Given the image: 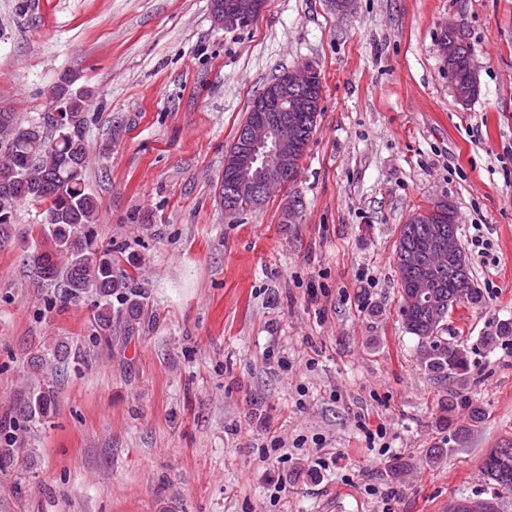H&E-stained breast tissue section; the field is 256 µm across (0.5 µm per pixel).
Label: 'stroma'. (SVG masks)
<instances>
[{
    "instance_id": "35a3bbf8",
    "label": "stroma",
    "mask_w": 512,
    "mask_h": 512,
    "mask_svg": "<svg viewBox=\"0 0 512 512\" xmlns=\"http://www.w3.org/2000/svg\"><path fill=\"white\" fill-rule=\"evenodd\" d=\"M29 3L0 0V107L40 121L65 70L91 90L86 138L110 147L86 172L98 239L136 264L144 316L93 343L90 300L25 261L43 214L18 206L0 245V432L22 443L0 512H448L488 496L482 460L512 443V342L480 343L512 319V0H355L344 15L266 0L235 31L211 0ZM452 24L478 66L466 106L441 57ZM306 62L321 117L296 184L225 212L252 99ZM440 201L485 298L447 319L472 353L443 382L400 317L395 259L402 225ZM60 341L83 363L62 367L49 419L14 425L30 355ZM475 403L485 419L455 444ZM271 433L288 462L263 457Z\"/></svg>"
}]
</instances>
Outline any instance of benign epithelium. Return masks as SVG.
I'll list each match as a JSON object with an SVG mask.
<instances>
[{
	"label": "benign epithelium",
	"instance_id": "benign-epithelium-1",
	"mask_svg": "<svg viewBox=\"0 0 512 512\" xmlns=\"http://www.w3.org/2000/svg\"><path fill=\"white\" fill-rule=\"evenodd\" d=\"M265 0H224V15L219 24L236 30L257 20ZM317 69L309 64L293 67L266 85L258 96V107L252 122L245 129L244 142L229 154L224 170L234 179V188L254 196L253 206L260 207L266 197L288 185V169L301 151L296 130L303 113L309 111L308 101L300 96L313 82ZM429 249L423 263L410 256L406 264L419 265L421 272L416 287H432L429 274L443 267L466 271L465 253L457 235L440 229L432 230ZM497 512L487 499L470 500L461 506L453 504L448 512Z\"/></svg>",
	"mask_w": 512,
	"mask_h": 512
}]
</instances>
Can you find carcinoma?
I'll use <instances>...</instances> for the list:
<instances>
[{
  "label": "carcinoma",
  "instance_id": "1",
  "mask_svg": "<svg viewBox=\"0 0 512 512\" xmlns=\"http://www.w3.org/2000/svg\"><path fill=\"white\" fill-rule=\"evenodd\" d=\"M442 41L456 45V64L451 78L469 81L468 59L472 54L465 31L459 27L443 32ZM79 77L71 70L57 81L67 87L63 107L67 126L50 128L40 121L23 125L16 114L0 109V239L11 238L18 204L46 205V217L39 243L28 253L29 262L47 282L60 284L64 296L94 298L93 340L112 344V322L122 323L124 332L139 329L143 293L132 287L133 277L116 270L112 249L99 244L95 224L96 197L88 191L86 172L90 147L86 139L87 106L90 91L76 86ZM432 225L418 220L402 226L396 257L405 252H422ZM401 287V317L410 333L418 337L422 364L436 378L463 376L470 368L467 345L442 335L443 315L448 298L458 305L477 307L484 303L478 288H470L471 277L461 279L443 271L435 276L433 298L413 301L417 289L409 287L410 275L398 269ZM119 309H114L112 300ZM512 340V320L498 324L494 333L480 343L492 347ZM82 353L66 342H58L29 357L32 376L18 393L17 414L27 420L47 416L56 405L54 375L66 363L78 364ZM482 471L494 494L490 500L501 504L502 495L512 494V444L493 448L484 457Z\"/></svg>",
  "mask_w": 512,
  "mask_h": 512
}]
</instances>
